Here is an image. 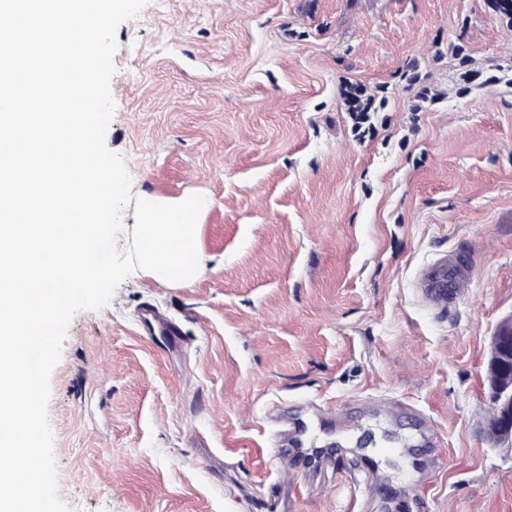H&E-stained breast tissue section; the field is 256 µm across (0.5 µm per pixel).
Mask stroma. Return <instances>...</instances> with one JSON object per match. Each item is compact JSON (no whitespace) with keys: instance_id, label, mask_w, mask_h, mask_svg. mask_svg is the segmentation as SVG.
<instances>
[{"instance_id":"obj_1","label":"stroma","mask_w":512,"mask_h":512,"mask_svg":"<svg viewBox=\"0 0 512 512\" xmlns=\"http://www.w3.org/2000/svg\"><path fill=\"white\" fill-rule=\"evenodd\" d=\"M116 40L106 145L133 196H205L204 272L74 317L48 408L72 512H512L485 380L512 315L498 0H148ZM448 259L442 310L420 288ZM304 420L334 450L313 473L271 444ZM435 272V273H434ZM435 274L439 278L447 276L448 288H434ZM460 270L453 265H448L446 269L434 268L424 277L423 289L426 296L435 303L445 304L448 300L455 298L460 287Z\"/></svg>"}]
</instances>
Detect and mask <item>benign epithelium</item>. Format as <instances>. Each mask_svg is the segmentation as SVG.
<instances>
[{"label":"benign epithelium","instance_id":"benign-epithelium-1","mask_svg":"<svg viewBox=\"0 0 512 512\" xmlns=\"http://www.w3.org/2000/svg\"><path fill=\"white\" fill-rule=\"evenodd\" d=\"M491 354L501 371V381L492 389L497 407L495 425L499 444L512 446V315L490 336Z\"/></svg>","mask_w":512,"mask_h":512}]
</instances>
